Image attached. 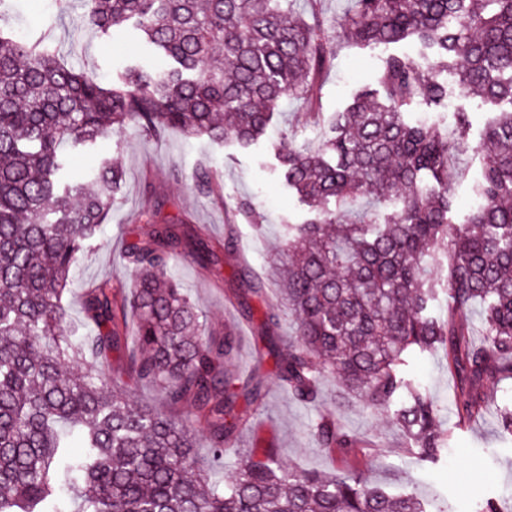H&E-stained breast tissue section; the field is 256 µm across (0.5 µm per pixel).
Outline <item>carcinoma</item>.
I'll return each instance as SVG.
<instances>
[{"label": "carcinoma", "instance_id": "cac0c4a2", "mask_svg": "<svg viewBox=\"0 0 512 512\" xmlns=\"http://www.w3.org/2000/svg\"><path fill=\"white\" fill-rule=\"evenodd\" d=\"M292 4L90 0L87 18L102 36L131 22L158 59L104 85L64 65L47 36L18 35L0 0V512H427L413 494L372 488L357 470L290 468L274 448L240 459L227 487L211 482L238 437L239 397L258 404L266 392L258 376L229 368L237 337L217 336L172 275L188 241L183 222L143 212L149 230L125 255L130 297L116 302L106 283L84 297L94 335H78L63 304L79 262L102 246L124 179L110 158L77 173L72 154L128 128L158 139L178 128L248 147L266 135L283 97L317 108L336 38H414L443 60L388 56L378 89L334 113L317 146L279 143L286 184L316 212L307 224L282 225L271 268L280 307L296 322L276 360L279 382L312 405L324 375H336L391 415L409 451L433 462L449 432L426 388L405 373L407 357L445 347L448 367L462 375L461 423L480 415L487 383L512 379V0H354L334 37ZM450 67L463 92L511 105L486 122L474 204L461 224L448 218V158L469 146L468 120L450 136L404 112L417 97L445 98L438 75ZM193 180L213 190V172ZM193 254L217 261L202 239ZM441 292L445 319L432 312ZM474 305L478 343L467 323ZM122 347L127 377L160 392L167 410L131 400L109 373L103 358ZM311 433L343 458L362 452V439L331 412L317 415Z\"/></svg>", "mask_w": 512, "mask_h": 512}]
</instances>
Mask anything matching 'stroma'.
Returning <instances> with one entry per match:
<instances>
[{"label": "stroma", "mask_w": 512, "mask_h": 512, "mask_svg": "<svg viewBox=\"0 0 512 512\" xmlns=\"http://www.w3.org/2000/svg\"><path fill=\"white\" fill-rule=\"evenodd\" d=\"M84 15L80 0H17L14 25L31 37L51 32L56 53L70 67L93 72L107 83L117 80L127 65L145 62L131 27L103 38L85 25ZM391 54L422 63L430 52L413 39L387 46L341 45L323 77L320 111L326 115L342 111L356 94L373 88L385 57ZM441 78L448 87L444 104L435 107L415 101L407 107L406 117L412 122L436 119L450 127L456 113L469 116L472 147L453 160L457 176L450 219L459 224L471 206L470 184L478 176L481 162L474 145L488 112L481 99L459 90L450 72H443ZM324 130L301 101L288 97L268 136L246 149L230 141L217 146L177 129L154 139L130 128L121 137L102 143L99 152L118 159L126 178L101 229L103 248L83 261L65 296L68 316L83 322V296L103 282H110L117 296L128 294L134 273L124 261L123 251L148 230L140 217L145 204H152L161 216L183 220L192 236L216 244L223 243L227 233H234L235 252H220L218 264L200 266L185 251L176 258L174 273L211 328L235 331L239 350L234 368L244 375L258 373L265 384L267 396L262 405L238 403L245 421L236 449L259 455L272 447L293 466L337 472L341 456L320 448L311 436V425L324 409L335 413L342 428L373 444V451L359 467L369 485L391 493H414L426 503L428 512H476L489 499L498 500L502 512H512V437L501 432L496 417L500 404L512 402V380L489 385L483 413L460 427L454 416L456 379L448 370L443 349L410 359L407 374L429 390L443 411L444 427L451 431L448 451L437 461L422 462L408 451L404 434L389 418L375 414L361 398L346 394L335 376L323 379L320 406L292 398L280 386L275 359L265 348L270 339L279 353H287L288 339L295 331L292 318L285 314L273 335L265 333L264 316L278 307L275 285H268L266 296L249 297L253 308L249 317L235 297L243 275L266 277L269 262L279 249L280 225L302 224L312 217L307 204L282 183L273 141L286 134L297 144L314 146ZM204 163L219 173L217 194L200 193L192 182L194 172ZM239 201L254 206L255 218L235 211Z\"/></svg>", "instance_id": "obj_1"}]
</instances>
